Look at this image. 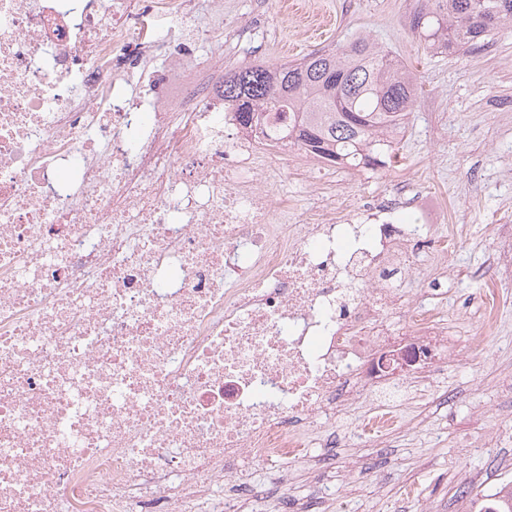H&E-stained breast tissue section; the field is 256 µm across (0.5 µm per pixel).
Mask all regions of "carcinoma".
Instances as JSON below:
<instances>
[{"mask_svg": "<svg viewBox=\"0 0 512 512\" xmlns=\"http://www.w3.org/2000/svg\"><path fill=\"white\" fill-rule=\"evenodd\" d=\"M408 27L430 53L478 47L512 28V0H422ZM419 95L416 75L365 37L298 63L224 73V104L258 139L311 153L330 167H383L386 134L401 127Z\"/></svg>", "mask_w": 512, "mask_h": 512, "instance_id": "cac0c4a2", "label": "carcinoma"}]
</instances>
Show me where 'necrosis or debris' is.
<instances>
[{
    "label": "necrosis or debris",
    "instance_id": "1",
    "mask_svg": "<svg viewBox=\"0 0 512 512\" xmlns=\"http://www.w3.org/2000/svg\"><path fill=\"white\" fill-rule=\"evenodd\" d=\"M194 6L0 0V512H250L249 471L305 466L315 431L335 447L389 361L425 372L445 333L400 286L451 251L430 197L417 224L397 191L298 213L194 51L223 0L207 28Z\"/></svg>",
    "mask_w": 512,
    "mask_h": 512
}]
</instances>
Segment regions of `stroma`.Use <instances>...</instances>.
<instances>
[{"label": "stroma", "instance_id": "stroma-1", "mask_svg": "<svg viewBox=\"0 0 512 512\" xmlns=\"http://www.w3.org/2000/svg\"><path fill=\"white\" fill-rule=\"evenodd\" d=\"M416 0H224V29L198 54L223 53L224 67L274 66L360 37L412 66L421 93L397 144L398 161L376 168L373 179L340 167L313 168L304 152L288 149V194L298 209L315 187L342 183L370 199L393 184H413L446 206L445 235L456 238L449 272L426 265L403 287L437 289L430 304L448 331V362L425 379L418 423L390 448H358L346 426L336 445L312 441L324 467V486L342 512H476L489 486L512 480V399L503 392L512 375V288L505 289L497 322L483 350L462 347L480 324L481 291L501 275L499 247L512 228L498 222L512 209V31L479 51L424 53L406 25ZM463 465L476 478L460 496L448 474ZM358 475L346 483L343 466ZM418 481L420 496L402 492Z\"/></svg>", "mask_w": 512, "mask_h": 512}]
</instances>
